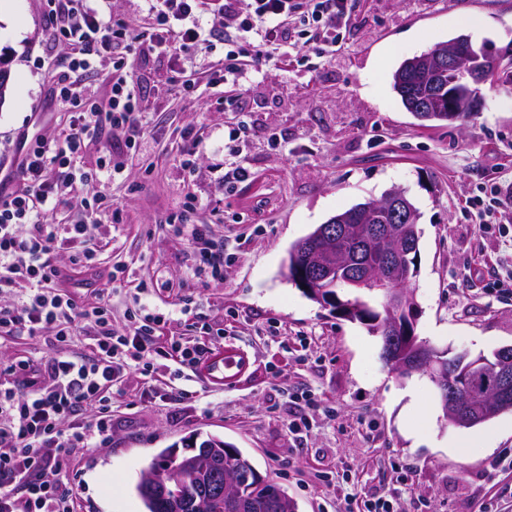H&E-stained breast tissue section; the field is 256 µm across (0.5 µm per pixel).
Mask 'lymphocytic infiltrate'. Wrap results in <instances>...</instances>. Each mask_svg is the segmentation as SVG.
Segmentation results:
<instances>
[{"label":"lymphocytic infiltrate","instance_id":"1","mask_svg":"<svg viewBox=\"0 0 512 512\" xmlns=\"http://www.w3.org/2000/svg\"><path fill=\"white\" fill-rule=\"evenodd\" d=\"M51 22L50 44L71 47L52 70V96L70 104L64 138L36 136L17 172V184L0 195V335L27 333L43 338L55 353L43 362L29 359L0 364V512H76L75 488L66 480L79 454L107 444L112 436V389L138 373L153 377L164 359L170 374L194 370L207 359L206 343L164 339L158 333L169 313L136 304L126 311L124 326L112 322V305L98 290L74 291L72 267L90 269L95 253L72 256L71 268L54 259V245L83 237L81 224H51L47 218L70 204L75 183L109 181L121 164L100 153L94 168L77 161L102 132L136 130L138 84L129 77L126 55L135 41L168 54L175 83L191 76L178 66L179 51L213 36L203 23L201 0H146L151 17L147 33L130 29L122 19L101 14L95 0H43ZM346 0H223L224 61L209 75L210 83L230 88L225 110L247 75L263 57L264 47L282 50L293 40L324 48L335 45L349 16ZM254 34L258 48L241 45ZM112 62V87L100 102L78 86L77 71L89 70L97 57ZM91 335L90 353L76 350L81 336Z\"/></svg>","mask_w":512,"mask_h":512}]
</instances>
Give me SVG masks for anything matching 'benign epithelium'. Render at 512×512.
I'll return each instance as SVG.
<instances>
[{
  "label": "benign epithelium",
  "mask_w": 512,
  "mask_h": 512,
  "mask_svg": "<svg viewBox=\"0 0 512 512\" xmlns=\"http://www.w3.org/2000/svg\"><path fill=\"white\" fill-rule=\"evenodd\" d=\"M488 60L492 61L493 71L497 75L512 70L510 54H496L488 49L477 51L469 44L448 45V95L439 101L445 107V111L440 113L441 119L452 122L457 112L479 111L482 105L480 85L488 80V69L485 65ZM370 208L382 209L390 214L391 223L372 230L375 238L391 243L385 263L380 267L365 268L351 263L344 254L336 251V242L352 231V227L345 224L346 218L340 216L317 233V241L313 245L314 259L306 261L299 269V282L315 292L322 284L330 281L337 270L344 267L356 271L362 276V281L371 287L389 281V276L394 274L398 287L389 289L385 294L384 310L391 314L397 309L408 308L410 315L414 317L417 314L414 298L401 288L407 281V275L402 272V268L410 253L412 208L396 190L383 200L370 205ZM381 331L382 360L401 376L426 371L443 390L441 405L448 421L488 415L485 409L466 403L448 389L446 352L438 351L423 342L405 343V328L397 321H386ZM465 372L468 373L472 389L489 401L497 403L512 398L511 359L500 357L492 364L484 359L472 361L466 366Z\"/></svg>",
  "instance_id": "benign-epithelium-1"
}]
</instances>
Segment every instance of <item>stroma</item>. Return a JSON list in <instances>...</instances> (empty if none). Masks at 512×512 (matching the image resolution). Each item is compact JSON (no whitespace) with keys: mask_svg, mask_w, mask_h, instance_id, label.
<instances>
[{"mask_svg":"<svg viewBox=\"0 0 512 512\" xmlns=\"http://www.w3.org/2000/svg\"><path fill=\"white\" fill-rule=\"evenodd\" d=\"M347 12L323 53L272 52L231 112L219 104L223 85L172 90L167 57L128 55L141 91L137 148L104 134L124 172L74 192L120 211L90 226L102 248L85 276L109 295L115 325L138 294L170 312L163 335L237 349L248 364L228 386L195 377L181 401L169 399L163 368L113 388L112 441L85 451L71 474L77 512H144L142 470L198 431L250 456L298 512H356L369 498L396 499L401 512H512V412L448 425L427 375H395L379 336L321 306L284 268L319 224L402 187L421 213L419 340L453 355L512 346V198L485 231L471 205L478 189L512 184V94L486 81L477 117L422 127L392 88L405 58L459 34L512 46V0H347ZM45 26L41 0H0L12 84L0 161L13 159L22 130L53 138L68 126L71 109L51 99L40 59ZM238 166L249 178L225 184ZM198 233L218 276L197 271Z\"/></svg>","mask_w":512,"mask_h":512,"instance_id":"35a3bbf8","label":"stroma"}]
</instances>
